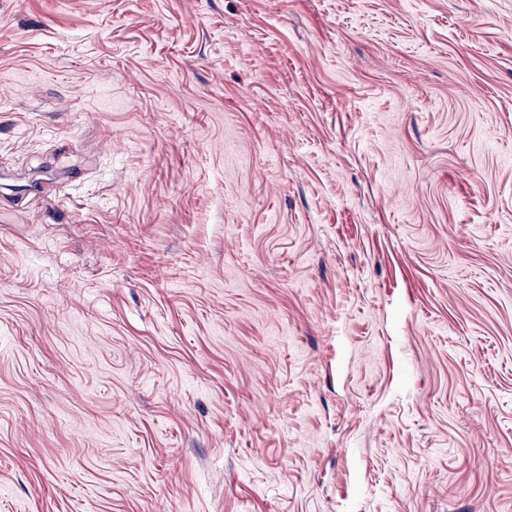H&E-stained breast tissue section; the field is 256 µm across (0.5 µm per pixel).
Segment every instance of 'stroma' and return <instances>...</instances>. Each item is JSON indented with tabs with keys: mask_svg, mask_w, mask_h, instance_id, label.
Listing matches in <instances>:
<instances>
[{
	"mask_svg": "<svg viewBox=\"0 0 512 512\" xmlns=\"http://www.w3.org/2000/svg\"><path fill=\"white\" fill-rule=\"evenodd\" d=\"M0 512H512V0H0Z\"/></svg>",
	"mask_w": 512,
	"mask_h": 512,
	"instance_id": "35a3bbf8",
	"label": "stroma"
}]
</instances>
